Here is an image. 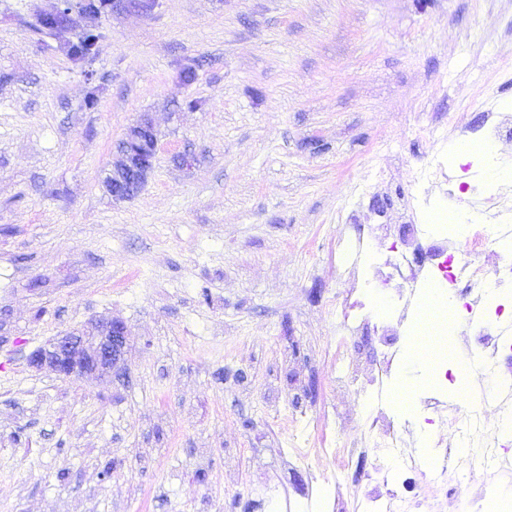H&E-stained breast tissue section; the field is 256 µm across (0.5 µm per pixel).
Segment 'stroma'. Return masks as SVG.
Here are the masks:
<instances>
[{
  "instance_id": "obj_1",
  "label": "stroma",
  "mask_w": 512,
  "mask_h": 512,
  "mask_svg": "<svg viewBox=\"0 0 512 512\" xmlns=\"http://www.w3.org/2000/svg\"><path fill=\"white\" fill-rule=\"evenodd\" d=\"M0 0V512H245L258 486L312 487L357 512L319 450L367 440L340 367L375 356L333 308L336 255L383 210L408 223L420 171L480 170L445 149L512 113V0ZM80 59L63 43L87 26ZM192 80H184V69ZM96 103L87 106L88 93ZM197 108H188V101ZM158 131L133 199L105 179L129 126ZM114 318L126 370L62 379L25 358ZM302 418L308 468L282 448Z\"/></svg>"
}]
</instances>
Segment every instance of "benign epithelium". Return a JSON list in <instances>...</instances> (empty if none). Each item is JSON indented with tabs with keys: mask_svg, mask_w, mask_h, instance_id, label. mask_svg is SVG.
<instances>
[{
	"mask_svg": "<svg viewBox=\"0 0 512 512\" xmlns=\"http://www.w3.org/2000/svg\"><path fill=\"white\" fill-rule=\"evenodd\" d=\"M158 145L152 120L142 117L131 126L119 147L120 160L106 180L116 201L134 198L153 169ZM127 328L116 319H99L85 329L54 336L27 358L36 370L49 369L65 379L104 376L124 363Z\"/></svg>",
	"mask_w": 512,
	"mask_h": 512,
	"instance_id": "obj_1",
	"label": "benign epithelium"
}]
</instances>
